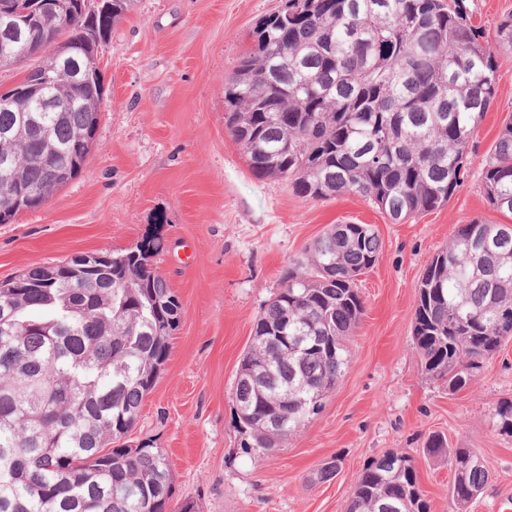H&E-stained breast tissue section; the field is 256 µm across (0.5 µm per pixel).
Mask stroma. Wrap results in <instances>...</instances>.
<instances>
[{"label":"stroma","instance_id":"obj_1","mask_svg":"<svg viewBox=\"0 0 512 512\" xmlns=\"http://www.w3.org/2000/svg\"><path fill=\"white\" fill-rule=\"evenodd\" d=\"M497 65V97L469 146L468 175L448 204L401 224L357 195L315 200L255 176L224 128V84L254 47L260 20L285 0H134L98 49L104 100L82 172L41 208L0 224V281L78 252L117 254L158 237L154 270L182 314L170 355L127 441L164 449L175 502L198 512H347L367 462L392 450L415 460L432 512H448L449 467L430 434L474 449L490 482L467 512H512V436L494 423L512 401V341L444 390L414 348L417 284L457 225L508 224L490 207L481 170L512 115V53L497 23L512 0H467ZM370 224L383 248L358 279L364 315L350 363L319 414L262 462L242 452L232 405L256 320L293 259L333 224ZM340 458L337 476L314 478Z\"/></svg>","mask_w":512,"mask_h":512}]
</instances>
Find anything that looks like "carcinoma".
<instances>
[{
	"mask_svg": "<svg viewBox=\"0 0 512 512\" xmlns=\"http://www.w3.org/2000/svg\"><path fill=\"white\" fill-rule=\"evenodd\" d=\"M52 22L18 16L24 29L14 63L34 59L0 106V224L14 205L38 208L74 180L88 158L70 162L80 134L99 119L103 76L95 71L99 34L112 33L132 0L110 12L77 0H44ZM284 20L263 17L255 47L224 84V127L253 173L288 180L310 199L369 198L401 222L448 203L462 184L475 125L497 92L494 55L471 24L466 0H287ZM512 52V13L497 26ZM51 95L74 104L48 107L38 125L19 130L30 100L18 89L35 72ZM60 150L67 176L53 180L43 137ZM487 203L512 214V119L482 169ZM382 242L369 224H333L293 263L256 320L257 347L243 357L259 369L236 379L232 401L242 452L256 461L318 414L344 374L346 337L365 311L356 278L374 266ZM152 240L113 256L89 276L44 288L0 285V512H196L171 507L174 479L162 449L112 443L136 413L169 356L181 303L150 258ZM308 336L318 349L295 353L271 335ZM512 339V224L474 218L457 226L418 284L413 340L426 374L459 392L474 370ZM512 434V402L495 409ZM428 455L446 459L453 479L448 512H466L471 491L489 483L470 448L432 435ZM431 512L414 460L403 450L370 460L348 512Z\"/></svg>",
	"mask_w": 512,
	"mask_h": 512,
	"instance_id": "cac0c4a2",
	"label": "carcinoma"
}]
</instances>
